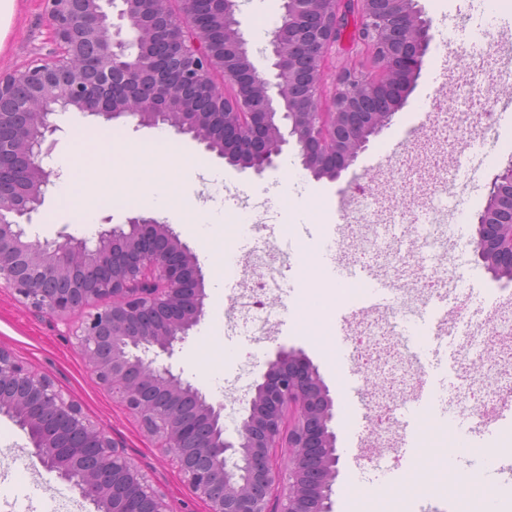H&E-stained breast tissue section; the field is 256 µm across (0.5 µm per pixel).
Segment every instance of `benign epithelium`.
Segmentation results:
<instances>
[{
	"label": "benign epithelium",
	"mask_w": 512,
	"mask_h": 512,
	"mask_svg": "<svg viewBox=\"0 0 512 512\" xmlns=\"http://www.w3.org/2000/svg\"><path fill=\"white\" fill-rule=\"evenodd\" d=\"M46 2L56 51L0 74V288L62 321L81 315L73 336L97 383L170 455L208 512H333L334 402L302 350L277 346L233 437L224 405L158 362L200 322L207 299L195 255L169 225L136 216L126 230L56 243L28 239L18 219L38 209L55 176L42 145L68 107L167 124L258 174L292 138L314 176L336 178L402 106L429 48V21L417 0H284L269 79L249 60L236 0H211L221 4L222 39L202 0H180L177 10L172 0H117L126 36L101 0ZM350 12L378 74L343 67L326 100V61ZM475 239L486 269L511 283L512 164L492 181ZM0 413L97 512H173L168 494L70 395L3 348ZM278 448L289 451L286 488Z\"/></svg>",
	"instance_id": "7a95c632"
}]
</instances>
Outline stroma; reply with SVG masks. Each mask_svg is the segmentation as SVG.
<instances>
[{
  "label": "stroma",
  "instance_id": "35a3bbf8",
  "mask_svg": "<svg viewBox=\"0 0 512 512\" xmlns=\"http://www.w3.org/2000/svg\"><path fill=\"white\" fill-rule=\"evenodd\" d=\"M418 5L431 24L428 57L454 60L447 75L421 68L390 125L371 137L366 150L339 178L315 177L293 147L283 153L276 167L260 175L249 168L225 165L224 224L235 239L250 232V224L244 221L252 208L246 189L264 185L269 189L264 209L281 236L292 231L291 220L298 209L318 203L310 225L329 218L343 225L349 260H372L381 276L396 278L414 293L426 274L444 273L451 279L467 276L476 288L499 301L504 319L512 320V285L494 279L471 244L478 217L488 203L492 178L512 164V121L491 114L495 90L488 83L503 68L504 56L512 55V7L494 13L486 0H418ZM281 14L282 0H238L236 18L248 42L249 59L264 76L270 72V35ZM478 27L499 52L462 63L458 56L469 52L470 32ZM53 49L44 0H22L20 20L0 53V72L24 67L47 57ZM54 121L57 130L44 144L45 166L54 169L61 182L78 173L94 191L78 200L59 201L54 188H47L42 206L24 225L28 237L59 243L69 235L91 239L103 224L123 226L139 215V208L125 201L123 189L147 180L148 171L118 151L72 154L73 129H94L98 117L71 108L56 112ZM398 140L407 143L401 154L382 152L383 144ZM479 142L486 144L491 163L477 183L458 186L455 197L456 212L466 215L463 249L449 259L423 265L414 257L410 243L378 251L369 247L386 204L397 205L409 226L432 219L442 200L433 195L430 179L453 175L460 167L462 146ZM171 228L195 254L205 283H212L219 269L233 274V267L225 263V243L205 246L183 224L175 222ZM269 302L277 327L269 340L256 343L242 336L243 322L232 315L231 298L208 296L204 317L170 359L184 380L223 404L226 430L235 428L255 380L266 371L276 347L294 346L318 366L335 402L340 474L334 512H446L450 506L479 512L483 498L471 482L483 456L512 457V402L496 409L498 422L492 439L459 438L447 452L432 445L434 437L446 429V422L420 411L417 447L399 459L391 485L379 489L378 462L369 450L378 397L359 374L357 363H343L334 355L336 349L351 344L359 316L352 314L347 303L328 298L321 310L323 335L318 338L288 309L280 292L270 294ZM69 329L64 321L34 310L11 290L0 288V347L30 368L50 375L167 491L174 512H205V504L181 481L169 456L96 383ZM26 462L32 463V470H23ZM58 493L77 495L71 484L35 464L27 434L13 419L0 414V512H50L51 497Z\"/></svg>",
  "mask_w": 512,
  "mask_h": 512
}]
</instances>
